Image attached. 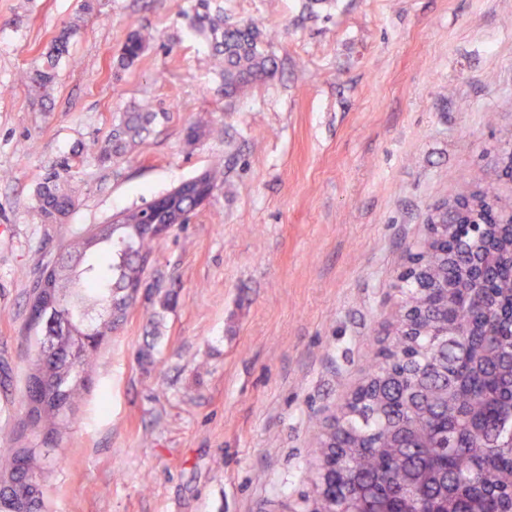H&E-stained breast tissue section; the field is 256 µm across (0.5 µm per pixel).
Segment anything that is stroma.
<instances>
[{"label": "stroma", "instance_id": "stroma-1", "mask_svg": "<svg viewBox=\"0 0 512 512\" xmlns=\"http://www.w3.org/2000/svg\"><path fill=\"white\" fill-rule=\"evenodd\" d=\"M271 30L279 64L224 98L197 0H0V454L24 414L29 298L61 245L224 161L159 240L49 478V512H286L313 437L372 373L404 311L399 275L429 210L493 186L512 206V0H219ZM77 23L46 107L17 81ZM144 55L108 70L132 27ZM165 115L125 157L74 169L63 224L37 214L49 165L113 119ZM213 129L192 139L196 113Z\"/></svg>", "mask_w": 512, "mask_h": 512}]
</instances>
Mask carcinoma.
<instances>
[{
  "label": "carcinoma",
  "mask_w": 512,
  "mask_h": 512,
  "mask_svg": "<svg viewBox=\"0 0 512 512\" xmlns=\"http://www.w3.org/2000/svg\"><path fill=\"white\" fill-rule=\"evenodd\" d=\"M210 2L199 0L207 12L186 19L194 30L209 33L224 97L233 100L272 76L278 62L263 48L258 27L229 22L219 6L208 11ZM76 34L77 26L63 27L42 53L40 67L27 76L32 105L41 108L49 98ZM148 44L149 37L132 30L118 64L130 67ZM156 118L157 113L146 109L122 113L96 158L109 162L124 157ZM85 154V148H78L47 169L37 189L44 221L62 224L75 208L70 178ZM223 178L224 164L218 162L203 175V183L166 200V209L151 201L123 211L120 222H109L96 236L85 232L69 241L52 270L53 287L45 291L55 306L38 326L43 335L56 337V345L36 340L27 378L45 386L41 396L26 404L32 438L48 433L58 446L69 433L102 347L76 348L72 340L111 335L136 305L129 288L143 275L140 259L154 255L158 242L146 225L179 215L188 220L198 208L196 196L213 194ZM446 232L462 245L458 261L440 266L431 279H406L407 302L423 297L432 313L413 337L419 369L405 374L393 365L381 396L368 394L338 408L333 419L346 429L347 447H333L325 434L317 438L316 459L334 458L336 467L329 471L326 494L315 490L307 496L310 512H359L368 504L386 512H468L473 501L483 512H507L512 502V257L508 243L492 230L479 240L469 224L439 227L435 235ZM477 242L497 255L494 273L477 288L458 290L464 253ZM451 326L457 333L444 345L440 333ZM410 390L421 393L413 410L403 401ZM48 453L31 442L0 456V512H16L15 499L21 495L27 512H47L46 499L35 495L34 485L45 483L51 473Z\"/></svg>",
  "instance_id": "cac0c4a2"
}]
</instances>
